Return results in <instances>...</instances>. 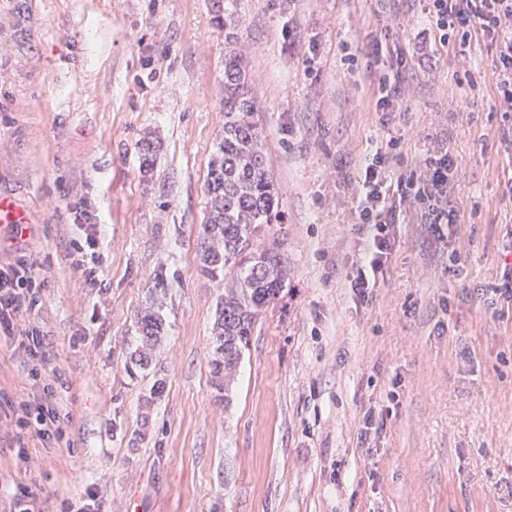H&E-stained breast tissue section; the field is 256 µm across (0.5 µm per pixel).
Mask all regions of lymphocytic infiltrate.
I'll use <instances>...</instances> for the list:
<instances>
[{"instance_id": "1", "label": "lymphocytic infiltrate", "mask_w": 512, "mask_h": 512, "mask_svg": "<svg viewBox=\"0 0 512 512\" xmlns=\"http://www.w3.org/2000/svg\"><path fill=\"white\" fill-rule=\"evenodd\" d=\"M430 30L440 43L458 44V62L472 64V48L481 40H491L496 50L498 106L512 113V0H425ZM387 44L376 40L373 55H385L384 71L378 77L376 109L388 112L402 97L408 60L405 53L387 52ZM457 169L449 151L426 156L420 165L406 164L401 143L389 139L368 155L358 176L357 222L366 233L363 248L347 276L349 288L368 298L383 277L392 249L394 228L407 207L417 206L421 220L434 236H442L445 226L458 223L457 210L448 197L454 188ZM31 271L26 261L0 268V326H10L26 301L31 287Z\"/></svg>"}]
</instances>
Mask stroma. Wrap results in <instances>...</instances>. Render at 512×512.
Listing matches in <instances>:
<instances>
[{
    "mask_svg": "<svg viewBox=\"0 0 512 512\" xmlns=\"http://www.w3.org/2000/svg\"><path fill=\"white\" fill-rule=\"evenodd\" d=\"M215 0H0V266L26 256L32 306L0 334V512H512V308L494 296L512 232L511 126L495 47L470 72L422 0H241L237 48L279 189L289 273L227 393L212 329L232 277L201 259L208 162L224 134ZM405 52V98L380 126L375 39ZM356 65L344 64L343 53ZM451 152L459 222L437 238L409 208L367 300L357 175L373 146ZM156 147L141 171L138 145ZM99 226L96 284L77 249ZM166 293L154 294L157 277ZM160 301L151 366L128 372L137 312ZM36 332L41 358L25 335ZM161 400L146 404L155 380ZM50 387L51 438L19 422ZM375 411L384 427L365 432ZM27 212L23 205L15 200L0 196V223L10 224L18 229L19 224H29Z\"/></svg>",
    "mask_w": 512,
    "mask_h": 512,
    "instance_id": "stroma-1",
    "label": "stroma"
}]
</instances>
